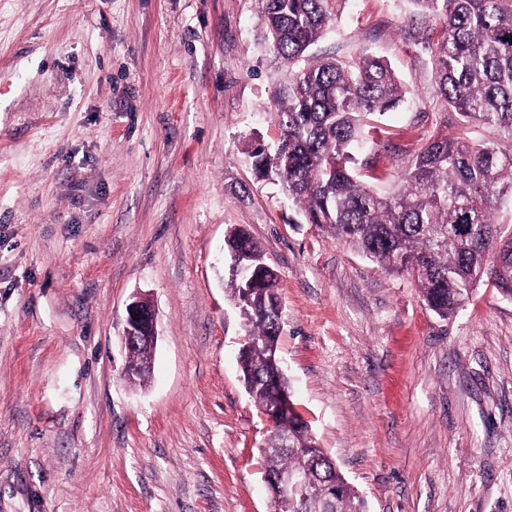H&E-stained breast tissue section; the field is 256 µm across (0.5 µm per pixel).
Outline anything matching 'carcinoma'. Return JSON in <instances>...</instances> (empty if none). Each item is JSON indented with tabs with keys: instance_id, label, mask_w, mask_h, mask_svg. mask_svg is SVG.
<instances>
[{
	"instance_id": "carcinoma-1",
	"label": "carcinoma",
	"mask_w": 512,
	"mask_h": 512,
	"mask_svg": "<svg viewBox=\"0 0 512 512\" xmlns=\"http://www.w3.org/2000/svg\"><path fill=\"white\" fill-rule=\"evenodd\" d=\"M439 16L432 50L435 105L458 116L450 137L436 128L422 139L397 187L381 192L359 179L372 163L358 158L365 122L396 109L405 96L391 65L362 54L350 60H309L307 52L343 12L346 0H260L274 54L288 77L274 93L281 129L274 155L257 146L255 169L275 176L308 224L329 230L382 268L414 278L423 301L448 316L483 277L512 297V0H411ZM489 129L493 137L472 132ZM225 245L263 268V252L243 230ZM266 277L245 305L254 343L240 356L246 391L261 412L286 387L278 361L281 311ZM288 436V449L281 448ZM264 473L308 471L319 494L290 498L282 512H366L335 464L323 456L311 427L298 415L277 422Z\"/></svg>"
}]
</instances>
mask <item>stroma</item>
<instances>
[{"mask_svg":"<svg viewBox=\"0 0 512 512\" xmlns=\"http://www.w3.org/2000/svg\"><path fill=\"white\" fill-rule=\"evenodd\" d=\"M417 28L440 33L411 0H348L309 51L391 62L407 99L364 136L395 176L457 130ZM262 32L259 0H0V512H274L233 227L279 274L292 393L367 512H512V300L482 284L440 317L258 177L287 77ZM138 292L141 385L121 344ZM156 338V318L152 304L143 297H134L126 306L122 336L127 351L125 373L132 372L129 361L132 353H138L148 361L152 360Z\"/></svg>","mask_w":512,"mask_h":512,"instance_id":"1","label":"stroma"}]
</instances>
